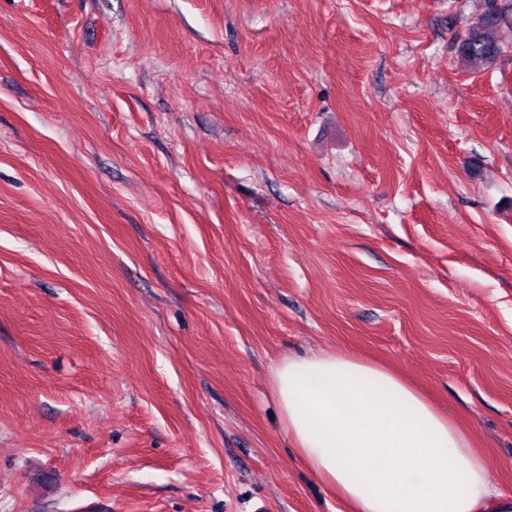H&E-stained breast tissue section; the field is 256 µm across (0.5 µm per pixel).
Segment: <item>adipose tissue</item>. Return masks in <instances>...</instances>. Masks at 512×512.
<instances>
[{
	"label": "adipose tissue",
	"instance_id": "adipose-tissue-1",
	"mask_svg": "<svg viewBox=\"0 0 512 512\" xmlns=\"http://www.w3.org/2000/svg\"><path fill=\"white\" fill-rule=\"evenodd\" d=\"M273 389L297 453L350 512H512L489 481L490 457L388 366L288 357Z\"/></svg>",
	"mask_w": 512,
	"mask_h": 512
}]
</instances>
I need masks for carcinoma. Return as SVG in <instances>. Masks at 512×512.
Here are the masks:
<instances>
[{
  "label": "carcinoma",
  "mask_w": 512,
  "mask_h": 512,
  "mask_svg": "<svg viewBox=\"0 0 512 512\" xmlns=\"http://www.w3.org/2000/svg\"><path fill=\"white\" fill-rule=\"evenodd\" d=\"M502 24L512 26V0H487L483 16L457 37L459 55L477 68L494 64L506 46L490 30Z\"/></svg>",
  "instance_id": "carcinoma-1"
}]
</instances>
